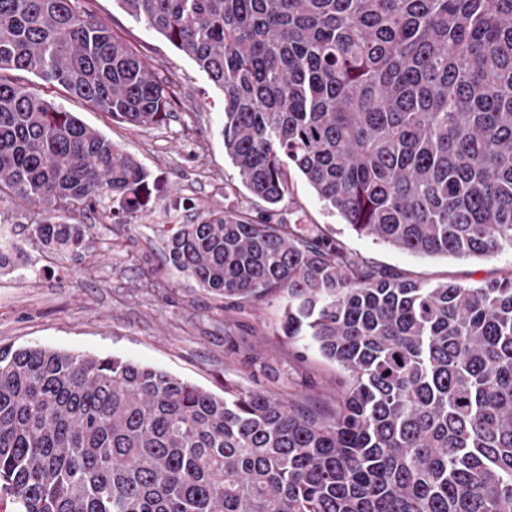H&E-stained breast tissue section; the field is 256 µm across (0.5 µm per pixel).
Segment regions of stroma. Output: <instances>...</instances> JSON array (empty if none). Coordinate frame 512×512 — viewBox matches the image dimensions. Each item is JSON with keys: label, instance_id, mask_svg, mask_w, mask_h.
Listing matches in <instances>:
<instances>
[{"label": "stroma", "instance_id": "1", "mask_svg": "<svg viewBox=\"0 0 512 512\" xmlns=\"http://www.w3.org/2000/svg\"><path fill=\"white\" fill-rule=\"evenodd\" d=\"M85 6L173 91L168 123L134 129L57 83L27 72L16 78L133 155L157 187L148 207L131 216L109 220L82 207L60 213L59 222L87 227L89 246L77 255L36 244L33 227L43 211L14 196L0 197V226L9 227L13 240L0 265V347L118 356L218 395L228 382L303 401L333 395L335 365L316 346L285 336L279 300L222 305L174 269L157 233L158 225L195 224L214 211L267 214L266 203L242 185L224 151L223 91L117 0H86ZM288 183L281 217L318 225L349 254L375 266L426 283L470 287L512 274L511 248L489 257L412 255L347 228L296 171H289Z\"/></svg>", "mask_w": 512, "mask_h": 512}]
</instances>
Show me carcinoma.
I'll use <instances>...</instances> for the list:
<instances>
[{"label": "carcinoma", "instance_id": "1", "mask_svg": "<svg viewBox=\"0 0 512 512\" xmlns=\"http://www.w3.org/2000/svg\"><path fill=\"white\" fill-rule=\"evenodd\" d=\"M224 92V151L269 217L164 224L215 298L278 297L339 369L328 403L136 362L0 348V493L19 512H512V276L425 284L272 221L300 172L357 234L416 255L512 244V0H117ZM78 0H0V192L107 219L149 173L33 73L132 127L173 97ZM36 242L79 252L85 225Z\"/></svg>", "mask_w": 512, "mask_h": 512}]
</instances>
